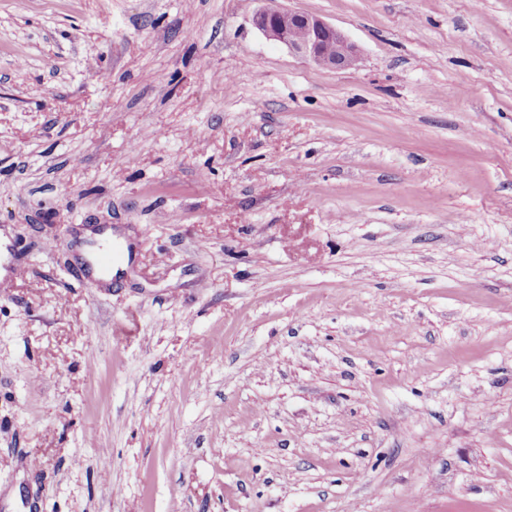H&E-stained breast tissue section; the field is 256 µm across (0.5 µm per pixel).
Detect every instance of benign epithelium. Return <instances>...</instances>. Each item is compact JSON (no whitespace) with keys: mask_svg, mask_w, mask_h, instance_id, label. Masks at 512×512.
<instances>
[{"mask_svg":"<svg viewBox=\"0 0 512 512\" xmlns=\"http://www.w3.org/2000/svg\"><path fill=\"white\" fill-rule=\"evenodd\" d=\"M253 22L269 39L320 67L350 69L360 61L356 46L318 15L271 8L256 13Z\"/></svg>","mask_w":512,"mask_h":512,"instance_id":"benign-epithelium-1","label":"benign epithelium"}]
</instances>
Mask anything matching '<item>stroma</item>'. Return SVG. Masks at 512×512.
<instances>
[{
  "mask_svg": "<svg viewBox=\"0 0 512 512\" xmlns=\"http://www.w3.org/2000/svg\"><path fill=\"white\" fill-rule=\"evenodd\" d=\"M276 5L0 0V512H512V0ZM253 22L269 39L317 66L343 70L356 67L360 61L356 46L318 15L271 8L256 13ZM326 44L331 50L325 49Z\"/></svg>",
  "mask_w": 512,
  "mask_h": 512,
  "instance_id": "obj_1",
  "label": "stroma"
}]
</instances>
